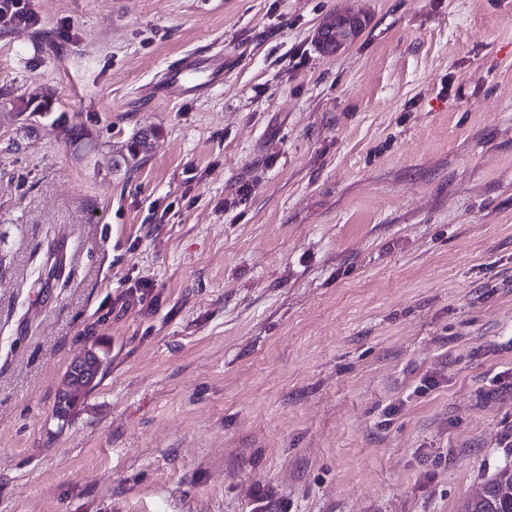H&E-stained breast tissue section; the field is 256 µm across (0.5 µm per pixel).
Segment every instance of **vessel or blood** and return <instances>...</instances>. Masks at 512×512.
Instances as JSON below:
<instances>
[{
	"instance_id": "obj_1",
	"label": "vessel or blood",
	"mask_w": 512,
	"mask_h": 512,
	"mask_svg": "<svg viewBox=\"0 0 512 512\" xmlns=\"http://www.w3.org/2000/svg\"><path fill=\"white\" fill-rule=\"evenodd\" d=\"M228 64V59L220 53H190L168 65L149 93L162 101L199 98L223 86Z\"/></svg>"
}]
</instances>
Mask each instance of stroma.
Returning a JSON list of instances; mask_svg holds the SVG:
<instances>
[{
	"instance_id": "stroma-1",
	"label": "stroma",
	"mask_w": 512,
	"mask_h": 512,
	"mask_svg": "<svg viewBox=\"0 0 512 512\" xmlns=\"http://www.w3.org/2000/svg\"><path fill=\"white\" fill-rule=\"evenodd\" d=\"M32 7L0 25V512H463L512 462V0ZM214 44L222 89L149 99ZM360 30L361 27L358 26V23H350L347 15H339L335 22L332 20L319 30V40L321 45L324 39L326 41L335 40L337 51L352 41ZM149 134L140 132L133 135L127 144V155L123 158L124 165L132 169L138 167L146 157L149 148ZM99 353L88 354V359L82 364L83 373L76 375L69 371L65 376L55 410L57 419L65 421L69 418L78 402L98 384L96 378L103 373V365L107 362L106 353Z\"/></svg>"
}]
</instances>
